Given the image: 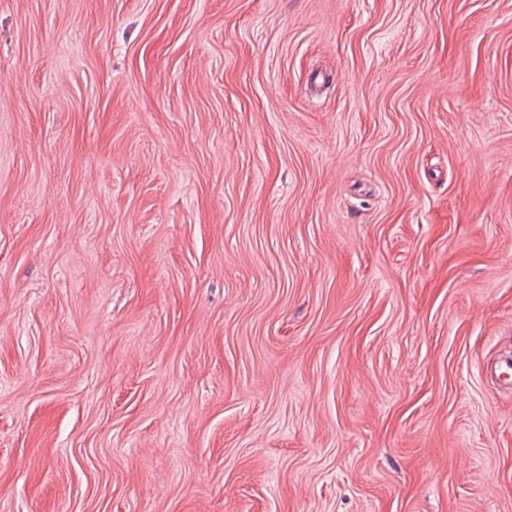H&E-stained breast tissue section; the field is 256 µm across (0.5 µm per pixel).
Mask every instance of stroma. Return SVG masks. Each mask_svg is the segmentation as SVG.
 <instances>
[{
	"label": "stroma",
	"instance_id": "obj_1",
	"mask_svg": "<svg viewBox=\"0 0 512 512\" xmlns=\"http://www.w3.org/2000/svg\"><path fill=\"white\" fill-rule=\"evenodd\" d=\"M512 0H0V512H512Z\"/></svg>",
	"mask_w": 512,
	"mask_h": 512
}]
</instances>
